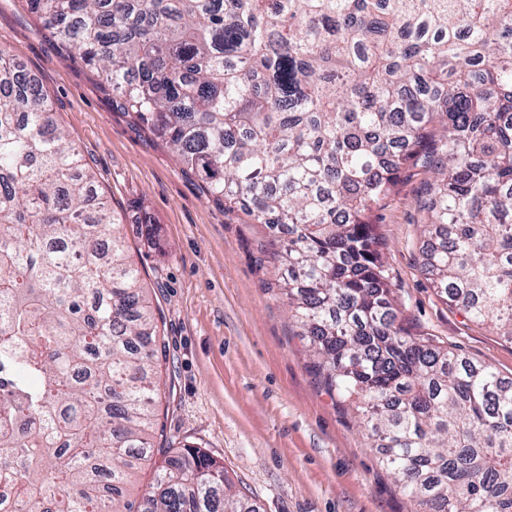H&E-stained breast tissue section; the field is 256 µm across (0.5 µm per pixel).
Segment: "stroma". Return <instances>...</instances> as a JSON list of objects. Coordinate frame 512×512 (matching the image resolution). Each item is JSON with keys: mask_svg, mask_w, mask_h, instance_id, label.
Wrapping results in <instances>:
<instances>
[{"mask_svg": "<svg viewBox=\"0 0 512 512\" xmlns=\"http://www.w3.org/2000/svg\"><path fill=\"white\" fill-rule=\"evenodd\" d=\"M0 50L40 80L123 224L166 336L156 447L201 448L260 512H416L356 412L316 380L307 337L267 288L259 247L268 229L208 197L199 177L113 104L25 0H0ZM431 178L423 164L408 163L378 213L402 324L512 378V341L465 318L420 267Z\"/></svg>", "mask_w": 512, "mask_h": 512, "instance_id": "35a3bbf8", "label": "stroma"}]
</instances>
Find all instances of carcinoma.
Masks as SVG:
<instances>
[{
  "mask_svg": "<svg viewBox=\"0 0 512 512\" xmlns=\"http://www.w3.org/2000/svg\"><path fill=\"white\" fill-rule=\"evenodd\" d=\"M264 250L313 369L417 512H512V379L398 321L374 219L435 171L423 271L512 340V0H27ZM167 349L90 165L0 51V512H259L152 459ZM161 455L156 452L153 456L152 461L146 462L141 469L136 473L133 482L129 485V497L134 499L138 498L141 492L149 485L155 476V470L158 464L161 462Z\"/></svg>",
  "mask_w": 512,
  "mask_h": 512,
  "instance_id": "obj_1",
  "label": "carcinoma"
}]
</instances>
